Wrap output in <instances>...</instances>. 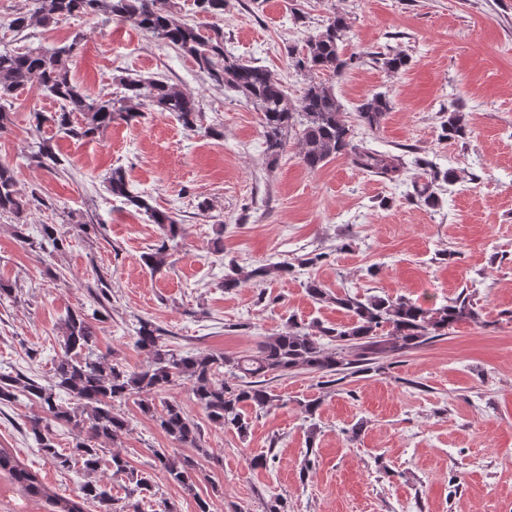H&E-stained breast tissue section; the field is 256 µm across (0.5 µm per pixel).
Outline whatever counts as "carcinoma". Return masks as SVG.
<instances>
[{"label":"carcinoma","mask_w":512,"mask_h":512,"mask_svg":"<svg viewBox=\"0 0 512 512\" xmlns=\"http://www.w3.org/2000/svg\"><path fill=\"white\" fill-rule=\"evenodd\" d=\"M197 12L209 22L189 24L178 18L176 0H29V9L10 21L13 31L22 32L33 23L57 24L71 17L117 18L129 26L151 34L158 41L178 48L192 59L196 68L218 87L232 89L261 113L262 136L266 156L275 160L293 145L299 162L316 171L329 161L343 157L357 169L398 182L406 171L404 156L375 151L357 139L356 126L370 130L380 127L391 110L390 100L375 94L355 109L357 124L347 119L336 96V80L358 60L344 53L343 43L350 28L349 18L334 13L326 25L309 37L301 47L288 51V66L305 74L307 82L297 100L288 96L284 86L262 66L248 64L225 49L224 31L216 19L224 15V0H195ZM81 35L56 47L42 45L0 50V130L10 122L13 99L27 84L37 82L58 104V110L46 116L35 113L36 128L49 122L66 136L90 139L117 120L130 122L139 112L130 108L158 109L173 114L184 130H201L202 109L197 97L160 78L126 76L119 79L124 94L118 99L91 96L74 81L69 61L80 45ZM380 61L393 73L406 69L409 57L391 49ZM294 134L289 142L288 134ZM468 135L464 115L454 106L441 125V139L458 142ZM29 159L51 171L62 166L51 140L37 136L30 145ZM414 164L424 170L426 180L416 186V196L427 205H435L438 191L454 183L457 172L442 170L432 162L416 157ZM112 196L121 198L147 217L162 231L161 244L142 255V261L158 272L167 265L169 251L183 237V227L172 212L161 211L150 198L130 190L124 169H112L108 177ZM15 169L0 163V215L6 214L16 224V236L30 241L24 226L27 214L38 201L34 194L25 196L16 188ZM65 241L57 224H44L38 247L58 249ZM291 263L259 264L250 268L236 263L224 274V291L231 292L248 283L271 281L293 273ZM309 296L332 303L345 311L349 322L325 326H304L288 316V328L266 336L250 355L185 351L177 352L162 345L165 331L148 319L139 321L135 346L147 356V363L129 371L94 348V326L82 312H71L63 323L61 354L54 360L51 375L43 383L23 373L0 374V404L16 398L22 390L59 424L77 433L75 444L65 450L57 447L44 433L40 421L31 424L38 452L64 470L79 467L82 472L97 473L105 456L100 442L115 443L128 430V421L114 411L117 401L137 398L143 412L151 415L157 427L183 447L197 448L198 424L175 401H166L157 409L155 395L176 384L188 385L196 405L216 426L247 437L250 413H261L281 396L270 383L293 373H308L318 378L317 386L327 393L348 377L382 374L387 369L383 358L403 355L435 339L444 338L460 322L480 320V312L468 295H460L439 307H425L405 297L352 295L333 292L320 281L306 283ZM67 395V401L60 394ZM322 404L318 396L299 402L308 435L314 438L315 421ZM156 467L166 478L190 491L195 482L193 462L177 452L157 451ZM111 477L124 481L128 502L121 507L108 493L106 485L88 480L73 498L61 497L46 487L36 473L22 465L12 453L0 448V474L19 488L24 497L43 505V512H85L84 505L95 503L100 512H144L142 503L151 493L153 477L136 470L119 453L110 457Z\"/></svg>","instance_id":"carcinoma-1"}]
</instances>
